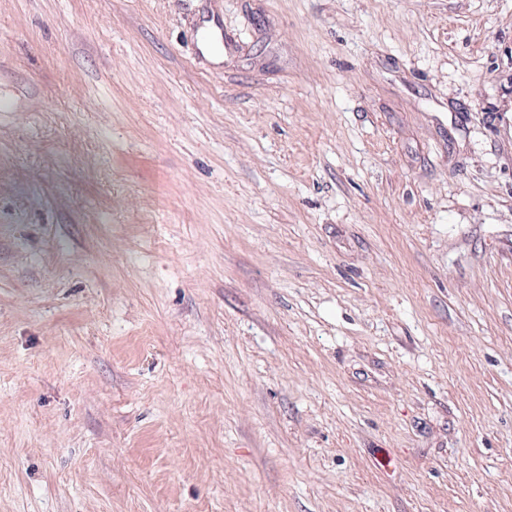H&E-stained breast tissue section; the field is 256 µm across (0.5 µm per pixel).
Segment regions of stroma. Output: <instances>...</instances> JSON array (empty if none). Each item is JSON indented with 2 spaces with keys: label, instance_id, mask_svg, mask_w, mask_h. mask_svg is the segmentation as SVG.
Returning <instances> with one entry per match:
<instances>
[{
  "label": "stroma",
  "instance_id": "1",
  "mask_svg": "<svg viewBox=\"0 0 512 512\" xmlns=\"http://www.w3.org/2000/svg\"><path fill=\"white\" fill-rule=\"evenodd\" d=\"M0 512H512V0H0Z\"/></svg>",
  "mask_w": 512,
  "mask_h": 512
}]
</instances>
